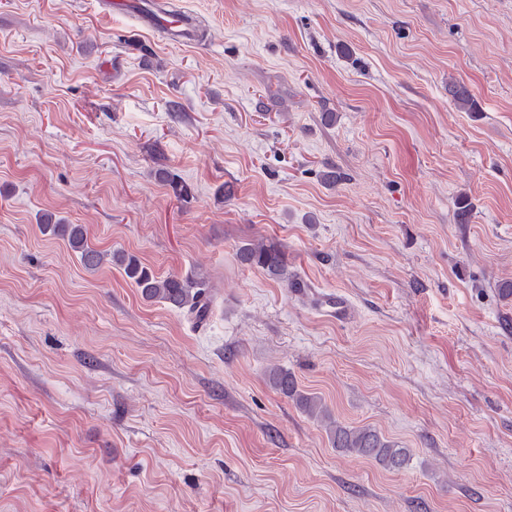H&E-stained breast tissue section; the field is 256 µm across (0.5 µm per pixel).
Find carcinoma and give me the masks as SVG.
I'll use <instances>...</instances> for the list:
<instances>
[{
  "label": "carcinoma",
  "mask_w": 512,
  "mask_h": 512,
  "mask_svg": "<svg viewBox=\"0 0 512 512\" xmlns=\"http://www.w3.org/2000/svg\"><path fill=\"white\" fill-rule=\"evenodd\" d=\"M451 94L460 109L473 112L476 102L470 88L463 82L451 85ZM162 178L174 196L187 201L192 197L191 188L167 172ZM43 235L61 238L77 253L81 265L88 271H97L106 264L120 269L142 298L163 302L182 310L197 320H203L209 312L208 283L201 277L160 275L133 253L124 250H100L89 242L81 224H59L55 215L45 212L40 218ZM238 262L250 268H258L269 277L287 283L291 288L300 283L288 276V262L284 251L275 243L263 240L249 241L236 251ZM269 384L280 394L293 400L309 417L319 421L327 433L331 447L360 458L373 460L387 471H398L409 461V452L397 442L385 437L370 426L354 427L339 423L322 399L302 392L295 377L288 371L275 367L269 371Z\"/></svg>",
  "instance_id": "obj_1"
}]
</instances>
